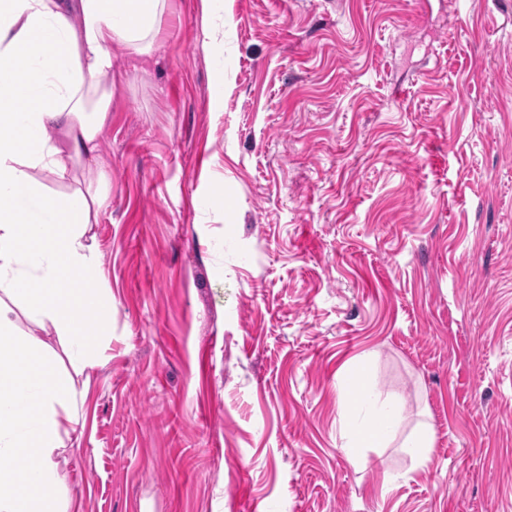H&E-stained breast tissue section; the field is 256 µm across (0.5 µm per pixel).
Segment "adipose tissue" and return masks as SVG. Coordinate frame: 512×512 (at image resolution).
<instances>
[{"instance_id":"1","label":"adipose tissue","mask_w":512,"mask_h":512,"mask_svg":"<svg viewBox=\"0 0 512 512\" xmlns=\"http://www.w3.org/2000/svg\"><path fill=\"white\" fill-rule=\"evenodd\" d=\"M164 10L165 0H0V512H55L45 491L86 396L58 357L75 373L97 366L112 332V299L87 242L110 184L99 140L113 91L103 78L113 44L152 54ZM44 173L70 192L49 198ZM352 385L366 406L342 412L355 457L390 443L404 409L373 392L363 365Z\"/></svg>"}]
</instances>
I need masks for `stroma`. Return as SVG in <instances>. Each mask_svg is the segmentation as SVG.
<instances>
[{"mask_svg":"<svg viewBox=\"0 0 512 512\" xmlns=\"http://www.w3.org/2000/svg\"><path fill=\"white\" fill-rule=\"evenodd\" d=\"M206 22L166 0L151 56L112 47V336L48 497L512 512V0H216ZM357 361L401 436L430 429L426 464L347 456Z\"/></svg>","mask_w":512,"mask_h":512,"instance_id":"obj_1","label":"stroma"}]
</instances>
